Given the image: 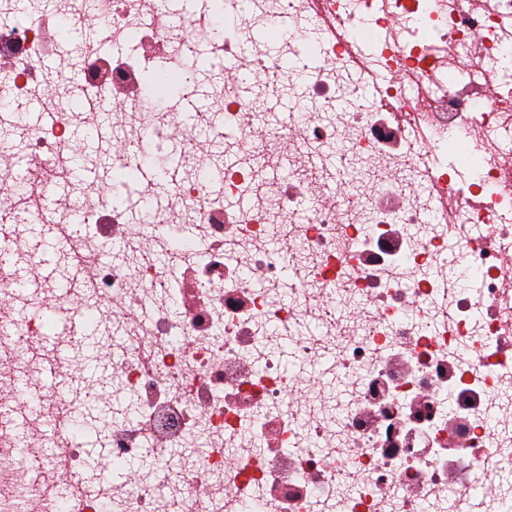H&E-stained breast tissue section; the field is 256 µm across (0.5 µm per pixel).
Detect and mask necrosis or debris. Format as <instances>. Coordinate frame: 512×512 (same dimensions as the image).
I'll use <instances>...</instances> for the list:
<instances>
[{"label": "necrosis or debris", "instance_id": "4bbe7bcc", "mask_svg": "<svg viewBox=\"0 0 512 512\" xmlns=\"http://www.w3.org/2000/svg\"><path fill=\"white\" fill-rule=\"evenodd\" d=\"M316 4L224 0L242 21L208 53L249 48L250 86L214 74V139L199 144L178 113L139 109L150 60L164 58L172 79L195 49L155 0H32L26 24L0 0L5 80L19 98L48 92L55 114L1 127L0 161L23 156L41 194L52 190L74 127L99 121L70 110L75 72L87 95L122 103L113 166L161 132L187 162L151 225L101 193L26 211L32 223L80 221L67 247L94 255L84 287H44L38 303L93 314L105 335L100 365L129 409L103 425L113 471L153 461L143 478L93 476L70 426L47 432L77 397L103 395L92 382L80 393L43 387L42 318H19L0 264V512H470L476 471L512 475V151L498 146L512 128V0H329L332 32ZM102 11L112 27L137 28L140 55L88 45L69 71L48 68L59 19ZM270 16L318 46L299 123L268 124L258 107L271 81L295 79L256 37ZM368 18L383 33L359 57L349 39ZM371 68L399 77L364 105ZM283 140L287 179L265 203L228 208ZM230 144L244 160L223 161ZM331 145L342 166L363 167L368 193L337 184ZM183 224L194 239H181ZM116 240L123 257L106 262ZM452 265L476 275L479 294L452 286ZM324 361L344 395L300 388L297 368Z\"/></svg>", "mask_w": 512, "mask_h": 512}]
</instances>
